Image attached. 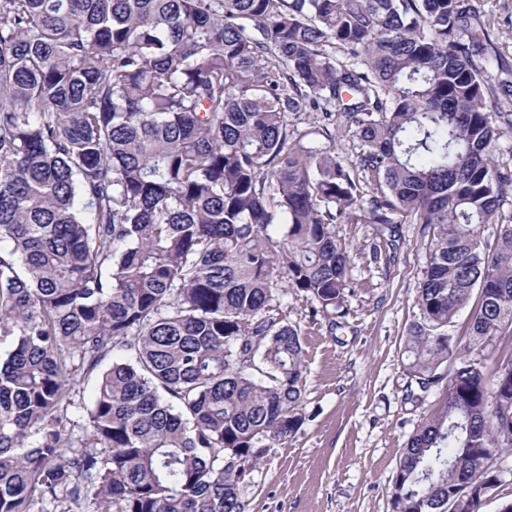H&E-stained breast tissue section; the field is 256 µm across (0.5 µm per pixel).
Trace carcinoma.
<instances>
[{
  "mask_svg": "<svg viewBox=\"0 0 512 512\" xmlns=\"http://www.w3.org/2000/svg\"><path fill=\"white\" fill-rule=\"evenodd\" d=\"M475 2L0 0V512H244L303 423L280 288L347 314L338 224L428 230L407 372L445 397L393 512H481L512 355L442 374L473 292L468 349L512 334V81ZM93 394V385L91 382H86L85 385L76 386L75 405L68 411V418L71 420V427L74 424H83L86 415V408L91 400Z\"/></svg>",
  "mask_w": 512,
  "mask_h": 512,
  "instance_id": "carcinoma-1",
  "label": "carcinoma"
}]
</instances>
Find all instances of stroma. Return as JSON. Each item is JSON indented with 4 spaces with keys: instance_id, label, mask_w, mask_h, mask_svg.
Listing matches in <instances>:
<instances>
[{
    "instance_id": "1",
    "label": "stroma",
    "mask_w": 512,
    "mask_h": 512,
    "mask_svg": "<svg viewBox=\"0 0 512 512\" xmlns=\"http://www.w3.org/2000/svg\"><path fill=\"white\" fill-rule=\"evenodd\" d=\"M479 6L500 59L492 74L512 80V0ZM335 231L354 247L349 312L334 327L313 315L304 294H281L302 333L304 422L247 477L245 512H391L399 450L444 396L440 387L411 391L405 370L425 267L420 225H400L396 257L387 265L371 259L373 225L339 224Z\"/></svg>"
}]
</instances>
